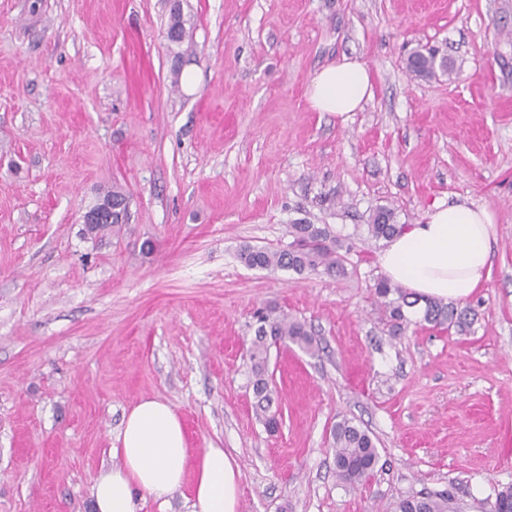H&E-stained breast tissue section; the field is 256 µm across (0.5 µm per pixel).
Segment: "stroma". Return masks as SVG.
Here are the masks:
<instances>
[{
	"mask_svg": "<svg viewBox=\"0 0 512 512\" xmlns=\"http://www.w3.org/2000/svg\"><path fill=\"white\" fill-rule=\"evenodd\" d=\"M0 0V512H93L125 414L169 403L189 448L231 451L238 512H396L452 493L489 512L512 486V0ZM450 67L420 79L412 51ZM352 56L373 95L315 111L312 73ZM130 195L120 230L86 233L101 191ZM436 202L493 219L473 324L414 314L391 335L376 303L382 242ZM326 224L346 275L251 268ZM304 319L317 348L269 350L278 400L254 406L257 309ZM379 450L336 477L332 426Z\"/></svg>",
	"mask_w": 512,
	"mask_h": 512,
	"instance_id": "obj_1",
	"label": "stroma"
}]
</instances>
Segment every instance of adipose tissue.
Wrapping results in <instances>:
<instances>
[{
	"instance_id": "ef3b65f1",
	"label": "adipose tissue",
	"mask_w": 512,
	"mask_h": 512,
	"mask_svg": "<svg viewBox=\"0 0 512 512\" xmlns=\"http://www.w3.org/2000/svg\"><path fill=\"white\" fill-rule=\"evenodd\" d=\"M311 107L348 119L372 96L367 65L345 56L315 71ZM491 215L465 203L436 204L423 223L389 239L378 256L385 278L423 300L462 301L484 286L491 267ZM112 448L120 465L101 469L91 487L95 512H137L138 497L162 500L188 488L187 512H237L240 466L222 448L191 455L174 408L146 398L127 414Z\"/></svg>"
}]
</instances>
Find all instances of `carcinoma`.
I'll return each mask as SVG.
<instances>
[{
    "instance_id": "obj_1",
    "label": "carcinoma",
    "mask_w": 512,
    "mask_h": 512,
    "mask_svg": "<svg viewBox=\"0 0 512 512\" xmlns=\"http://www.w3.org/2000/svg\"><path fill=\"white\" fill-rule=\"evenodd\" d=\"M166 36L172 46L182 47L186 38L185 20L182 12H170ZM410 70L416 76L429 78L436 70H445L448 64L437 59L433 52H413L407 59ZM368 232L376 240H386L401 233L406 225L395 222L392 209L379 208L367 225ZM288 235L292 241L283 249L258 248L248 244L239 250L240 260L248 267L262 269H288L297 274L323 272L341 276L346 273L343 261L338 255L336 236L329 227L320 224H290ZM377 303L395 330L407 324L406 309L417 305L410 300V294L400 285L386 279L374 284ZM259 326L249 349L251 360V385L256 406L264 413L273 403V390L268 377V350L271 344L291 342L303 350L314 348V338L307 323L285 314L275 307H269L257 315ZM423 321L440 329L467 331L472 325L468 309L453 303L439 301L425 302ZM336 476L355 487L365 481L379 461V451L369 431L343 418L336 422L331 431ZM398 512H458L453 499L446 493H420L408 496L398 503ZM491 512H512V487L496 493Z\"/></svg>"
}]
</instances>
